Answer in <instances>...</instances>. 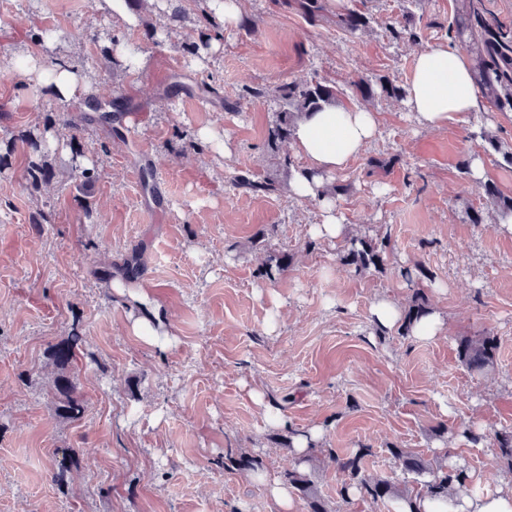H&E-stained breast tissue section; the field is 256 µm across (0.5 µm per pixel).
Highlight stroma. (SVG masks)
<instances>
[{
  "instance_id": "obj_1",
  "label": "stroma",
  "mask_w": 512,
  "mask_h": 512,
  "mask_svg": "<svg viewBox=\"0 0 512 512\" xmlns=\"http://www.w3.org/2000/svg\"><path fill=\"white\" fill-rule=\"evenodd\" d=\"M95 2L0 0V512H277L268 485L294 466L290 435L309 431V474L332 512H388L342 487L330 457L359 448L364 474L412 493L420 486L392 449L434 464L454 455L484 494L503 488L512 472L494 436L512 430V234L499 232L478 185L512 196V110L487 106L431 130L384 90L406 85L430 46L477 58L475 44L448 35L459 0H328L315 19L302 0H242L237 24L200 59L182 47L211 28L169 24L147 0H129L139 22L127 27ZM352 9L370 18L353 33L336 24ZM404 14L415 38L391 39L387 24ZM43 28L56 40L42 50L31 36ZM84 28L96 42L74 39ZM117 40L142 47V72L103 56ZM60 62L85 83L67 103L39 88ZM176 73L216 96L198 109L186 94L167 98ZM309 78L337 88L338 106L368 108L378 121L363 152L326 179L344 224L334 241L312 230L319 201L285 189L284 158H301L290 143L267 145L284 109L277 87ZM365 82L372 95L361 93ZM91 95L122 104V137L90 121L59 123V114L87 112ZM206 129L230 157L192 149ZM43 136L51 175L36 179L28 162ZM144 138L151 154L140 150ZM474 160L477 178L463 167ZM146 166L166 179L163 194L144 189ZM242 175L284 189L236 188ZM365 232L385 238L384 268L359 274L340 255ZM135 250L138 284L167 313L163 346L134 335L124 298L98 276ZM271 254L288 259L273 281L259 274ZM416 291L445 333L376 336L371 303L404 306ZM74 332L84 339V412L72 421L55 413L51 354ZM487 333L498 341L494 366L470 373L458 342ZM255 389L288 398L281 424L267 421ZM228 454L260 467L225 468ZM74 459L67 484L53 483Z\"/></svg>"
}]
</instances>
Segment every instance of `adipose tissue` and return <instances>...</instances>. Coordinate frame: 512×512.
<instances>
[{"label": "adipose tissue", "mask_w": 512, "mask_h": 512, "mask_svg": "<svg viewBox=\"0 0 512 512\" xmlns=\"http://www.w3.org/2000/svg\"><path fill=\"white\" fill-rule=\"evenodd\" d=\"M405 103L421 125L432 129L460 123L467 115L480 111L468 59L444 45L417 54L405 88ZM377 132L375 114L360 107L310 112L296 123L292 146L305 164L294 171L289 190L301 199L320 200V222L315 230L321 237L336 239L342 228L334 205L323 198V174L344 169ZM111 288L125 297L133 310V330L145 336L155 335L164 320L160 304L117 277L113 278ZM417 508L419 512H512V486L485 497L464 496L456 504L424 498L418 501Z\"/></svg>", "instance_id": "ef3b65f1"}]
</instances>
